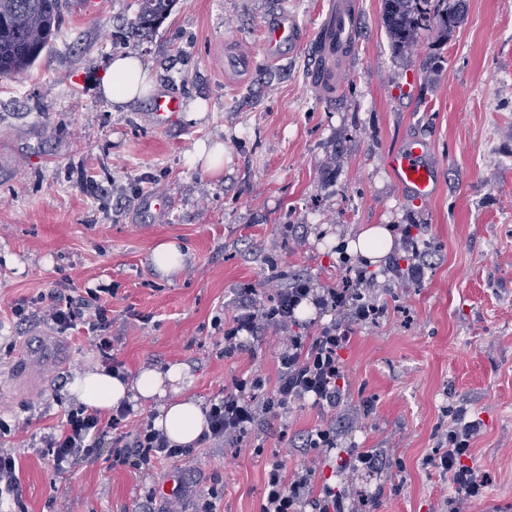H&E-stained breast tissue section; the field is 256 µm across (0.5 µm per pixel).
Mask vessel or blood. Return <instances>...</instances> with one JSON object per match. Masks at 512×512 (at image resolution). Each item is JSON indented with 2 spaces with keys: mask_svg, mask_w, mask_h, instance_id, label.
<instances>
[{
  "mask_svg": "<svg viewBox=\"0 0 512 512\" xmlns=\"http://www.w3.org/2000/svg\"><path fill=\"white\" fill-rule=\"evenodd\" d=\"M356 8L352 0H330L328 21L322 25L313 40H306L298 24L288 16L274 18L265 27V48L270 59H277L283 47H311L316 63L334 50L336 44L354 46L356 41ZM184 102L174 95H162L154 99L151 116L155 125L165 126L167 115L181 111ZM430 145L421 139H413L404 146L389 151L386 164L403 190L421 201L432 200L438 192V179L434 166L428 162Z\"/></svg>",
  "mask_w": 512,
  "mask_h": 512,
  "instance_id": "obj_1",
  "label": "vessel or blood"
}]
</instances>
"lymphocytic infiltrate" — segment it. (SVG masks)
<instances>
[{
  "instance_id": "obj_1",
  "label": "lymphocytic infiltrate",
  "mask_w": 512,
  "mask_h": 512,
  "mask_svg": "<svg viewBox=\"0 0 512 512\" xmlns=\"http://www.w3.org/2000/svg\"><path fill=\"white\" fill-rule=\"evenodd\" d=\"M378 286L376 278L363 267L349 265L338 285L317 286L307 278L294 279L288 287L277 290L269 307L244 298L224 328V352L234 354L243 349L246 340L258 339L265 329L274 328L279 334L277 381L270 388L261 376L242 378L235 381L231 391L212 399L205 408L203 440L216 444L241 440L260 420L282 419L293 405L306 401L324 411H336L344 397L341 353L350 342V331L356 325L377 324L386 311L377 301ZM112 297V289L101 286L86 289L78 297L58 291L39 295L32 305H16L14 312L22 317L33 306L43 321L59 332L83 329L105 368L117 374L124 364L114 356L108 334ZM305 303L331 316L329 323L320 325L310 336L293 331L296 311ZM133 413L126 403L106 418L84 407L68 410L62 430L44 435L38 453L51 461L60 477L77 461L98 457L106 444L112 448L113 465H125L149 477L165 461L191 455V448L170 445L164 434L154 429L152 417L136 418L134 429L125 431ZM479 433V423L467 419L465 410H458L445 434L446 450L428 459L455 488L453 512H465L466 504L479 498L485 487L482 473L466 463ZM314 475L310 468L287 470L284 460L272 457L261 512H350L344 491L329 485L314 490Z\"/></svg>"
}]
</instances>
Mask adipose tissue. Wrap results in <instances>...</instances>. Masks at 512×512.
I'll list each match as a JSON object with an SVG mask.
<instances>
[{"label":"adipose tissue","instance_id":"1","mask_svg":"<svg viewBox=\"0 0 512 512\" xmlns=\"http://www.w3.org/2000/svg\"><path fill=\"white\" fill-rule=\"evenodd\" d=\"M154 88L148 69L134 55L113 58L101 80L103 97L115 105H126L146 97ZM393 238L387 227L375 224L364 227L349 242L351 252L376 264L388 256ZM190 374L186 366L172 364L166 369H142L135 377L120 379L96 368L76 377L68 386L70 394L93 410L111 411L123 401L142 399L154 403L156 430L163 432L171 445L188 446L197 441L206 419L200 403L185 395L184 384Z\"/></svg>","mask_w":512,"mask_h":512}]
</instances>
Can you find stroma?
<instances>
[{
    "label": "stroma",
    "mask_w": 512,
    "mask_h": 512,
    "mask_svg": "<svg viewBox=\"0 0 512 512\" xmlns=\"http://www.w3.org/2000/svg\"><path fill=\"white\" fill-rule=\"evenodd\" d=\"M359 2L356 50L330 98L308 51L272 62L262 45L265 22L284 13L314 37L326 0H175L144 37L130 28L136 0L82 21L65 10L35 65L0 77V417L19 425L0 448L18 458L28 512L57 501L66 512H141L146 486L171 478L183 503L218 487V512H260L272 456L291 470L313 465L319 488L342 485V453L365 450L388 465L353 477L359 512H450L455 489L425 459L459 407L482 425L472 463L486 487L467 512H512V0H463L448 39L423 33L406 53L390 45L383 0ZM119 52L144 59L157 93L204 102V118L176 112L158 129L150 99L112 106L97 84ZM217 138L215 176L188 156ZM413 138L433 147L440 190L429 202L384 163ZM153 193L170 198L169 211L147 206ZM371 224L418 225L431 265L415 288L385 280L387 314L353 327L335 412L294 406L287 427L262 421L238 443L196 445L149 482L99 457L54 483L40 440L62 429L68 384L100 358L85 332L19 321L16 304L111 286L126 373L183 363L188 395L206 404L242 376L270 387L278 376L274 329L224 354L214 322L235 314L243 289L267 305L271 275L284 286L339 280L338 247ZM170 238L188 258L168 279L151 253ZM47 341L54 361L25 371L23 352ZM326 424L342 447L315 463L302 438Z\"/></svg>",
    "instance_id": "stroma-1"
}]
</instances>
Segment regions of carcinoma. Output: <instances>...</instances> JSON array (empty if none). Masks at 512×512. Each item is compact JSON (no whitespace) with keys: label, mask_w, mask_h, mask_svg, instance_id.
I'll return each mask as SVG.
<instances>
[{"label":"carcinoma","mask_w":512,"mask_h":512,"mask_svg":"<svg viewBox=\"0 0 512 512\" xmlns=\"http://www.w3.org/2000/svg\"><path fill=\"white\" fill-rule=\"evenodd\" d=\"M175 0H137L132 28L148 34L170 14ZM61 0H0V75L27 71L55 36ZM462 22L450 0H384V25L394 49H410L419 32L446 36Z\"/></svg>","instance_id":"carcinoma-1"}]
</instances>
